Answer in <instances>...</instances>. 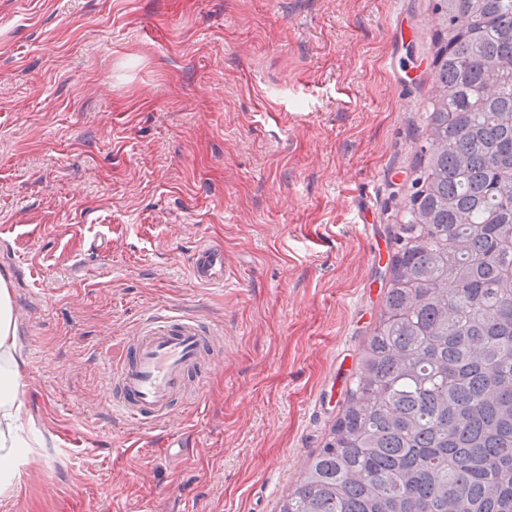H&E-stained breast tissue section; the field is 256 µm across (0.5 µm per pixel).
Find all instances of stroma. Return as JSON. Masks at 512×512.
Returning a JSON list of instances; mask_svg holds the SVG:
<instances>
[{
    "instance_id": "obj_1",
    "label": "stroma",
    "mask_w": 512,
    "mask_h": 512,
    "mask_svg": "<svg viewBox=\"0 0 512 512\" xmlns=\"http://www.w3.org/2000/svg\"><path fill=\"white\" fill-rule=\"evenodd\" d=\"M433 42L431 0H0V279L32 443L0 512H277L380 315ZM211 240L233 287L191 276ZM158 307L220 325L222 366L131 434L108 352Z\"/></svg>"
}]
</instances>
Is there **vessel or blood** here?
<instances>
[{
	"label": "vessel or blood",
	"mask_w": 512,
	"mask_h": 512,
	"mask_svg": "<svg viewBox=\"0 0 512 512\" xmlns=\"http://www.w3.org/2000/svg\"><path fill=\"white\" fill-rule=\"evenodd\" d=\"M189 264L198 285L223 286L232 280L220 243L198 245ZM217 332L209 321L150 311L112 356L107 400L121 424L148 429L195 405L204 380L217 368Z\"/></svg>",
	"instance_id": "vessel-or-blood-1"
}]
</instances>
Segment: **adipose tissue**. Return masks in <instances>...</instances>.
<instances>
[{
	"label": "adipose tissue",
	"mask_w": 512,
	"mask_h": 512,
	"mask_svg": "<svg viewBox=\"0 0 512 512\" xmlns=\"http://www.w3.org/2000/svg\"><path fill=\"white\" fill-rule=\"evenodd\" d=\"M19 362L10 292L0 284V495H10L17 484L30 443L19 433L22 402L17 394Z\"/></svg>",
	"instance_id": "adipose-tissue-1"
}]
</instances>
